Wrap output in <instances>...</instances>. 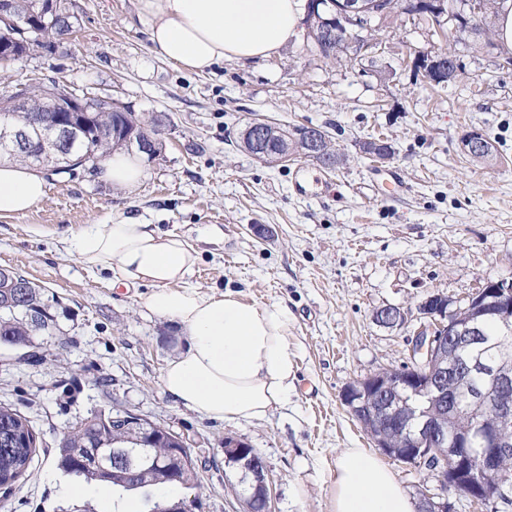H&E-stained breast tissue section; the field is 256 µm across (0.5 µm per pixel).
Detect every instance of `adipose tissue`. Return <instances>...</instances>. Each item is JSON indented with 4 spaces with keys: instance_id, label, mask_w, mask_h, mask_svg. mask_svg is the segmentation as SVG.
<instances>
[{
    "instance_id": "ef3b65f1",
    "label": "adipose tissue",
    "mask_w": 512,
    "mask_h": 512,
    "mask_svg": "<svg viewBox=\"0 0 512 512\" xmlns=\"http://www.w3.org/2000/svg\"><path fill=\"white\" fill-rule=\"evenodd\" d=\"M149 22L151 51L177 67L204 73L224 60L267 59L293 40L304 0H138ZM102 179L134 191L147 174L134 155L108 156ZM48 192L28 167L0 163V217L26 214ZM90 270L116 281L152 286L151 314L172 321L182 344L161 372L165 394L207 418L258 421L287 405L295 389L287 304L245 303L237 292L210 293L192 284L198 252L188 240L121 216L86 224L69 242ZM416 506L377 456L346 448L336 457L332 512H415Z\"/></svg>"
}]
</instances>
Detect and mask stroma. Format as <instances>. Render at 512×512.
<instances>
[{
	"instance_id": "stroma-1",
	"label": "stroma",
	"mask_w": 512,
	"mask_h": 512,
	"mask_svg": "<svg viewBox=\"0 0 512 512\" xmlns=\"http://www.w3.org/2000/svg\"><path fill=\"white\" fill-rule=\"evenodd\" d=\"M77 5L68 42L1 67L0 90L56 82L112 98L162 120V151L146 161L135 192L86 167L48 171L40 203L0 218V268L41 286L64 333L61 343L42 344L40 364L0 346V402L28 415L50 447L99 408L187 436L203 463L200 512H243L222 451L225 437L241 438L267 462L273 512H331L337 454L373 447L342 392L403 364L414 330L383 328L375 312L416 310L437 291L462 303L485 279L512 280V68L498 51L392 13L370 21L380 46L360 62L312 56L298 38L268 59L188 73L150 51L137 0ZM419 49L452 51L459 79L431 87L407 61ZM256 117L321 128L344 164L329 171L312 161H258L239 145ZM472 130L490 139L494 160L479 164L461 152ZM373 138L391 145L386 162L364 154ZM302 175L306 197L292 186ZM325 179L337 183L335 195L321 194ZM120 215L188 237L199 252V288L288 305L296 381L287 407L234 424L164 394L161 370L179 331L144 309L151 286H113L111 273L85 269L65 245L83 225ZM207 226L220 236L204 235ZM4 503L5 512H58L66 500L52 459L36 457L32 476Z\"/></svg>"
}]
</instances>
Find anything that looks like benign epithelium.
<instances>
[{
    "label": "benign epithelium",
    "mask_w": 512,
    "mask_h": 512,
    "mask_svg": "<svg viewBox=\"0 0 512 512\" xmlns=\"http://www.w3.org/2000/svg\"><path fill=\"white\" fill-rule=\"evenodd\" d=\"M328 7L325 38L314 41V53L324 56L349 47L348 55L362 58L373 43L363 35L372 14L371 0H313L307 14L317 17V6ZM410 5L437 21L445 14L444 0H410ZM78 13L51 15L38 0H0V22L13 34V41L30 51L36 48L37 35L45 27L55 26L65 32L74 27ZM413 64L425 69L432 83L448 80L445 58L416 52ZM14 112L0 117V152L22 155L29 167L40 170L48 161L70 162L72 144L85 136L87 121L81 113L99 108L87 95L70 92L64 98L42 96L40 110L46 116L32 124L20 125L13 120L16 112L32 110L31 94L24 87L13 89ZM251 145L252 155L265 161L273 146L280 149V160L291 155L288 134L280 127L263 121L250 123L243 135ZM307 155L313 161L330 152L328 138L309 134ZM488 139L478 131L468 133L461 142L466 154L489 150ZM419 326L412 336L409 358L405 365L385 369L347 385L342 400L366 428L375 447L389 458L407 462L418 469L430 466L436 482L435 491L418 492L417 512H448V487L457 483L464 473H472L470 462H477L485 475L498 472L500 463L512 457V369L503 362H489L470 356L460 362V354L480 348L484 342L483 326L495 316L502 321L512 318V281L486 279L462 309L442 293H433L419 306ZM377 323L385 328H402L408 316L401 308L389 306L376 314ZM424 396L425 409L400 403L401 395ZM470 413L480 411L494 417L491 424L477 420L463 430L453 426L451 414L460 403ZM132 421L138 422L139 439L123 450H97L94 460L104 473L117 467L123 477L135 480L145 470L164 463L173 479H180L186 455L192 453L187 437L165 430L172 447L165 459L153 455L150 446L155 440L157 424L138 414L112 418V424L124 430ZM478 453H473L474 443ZM224 466L238 473L232 491L243 504L244 512H271L268 467L264 457L247 442L224 438ZM184 497L170 498L152 512H188Z\"/></svg>",
    "instance_id": "obj_1"
}]
</instances>
